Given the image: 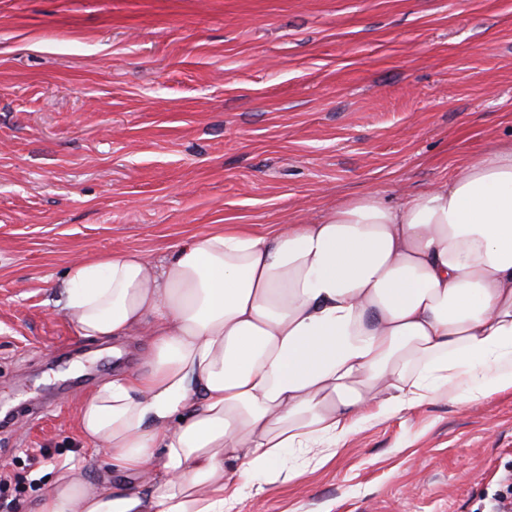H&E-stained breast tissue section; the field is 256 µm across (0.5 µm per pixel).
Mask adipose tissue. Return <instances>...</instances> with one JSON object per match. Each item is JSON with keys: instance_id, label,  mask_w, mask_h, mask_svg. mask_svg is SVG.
<instances>
[{"instance_id": "obj_1", "label": "adipose tissue", "mask_w": 512, "mask_h": 512, "mask_svg": "<svg viewBox=\"0 0 512 512\" xmlns=\"http://www.w3.org/2000/svg\"><path fill=\"white\" fill-rule=\"evenodd\" d=\"M61 295L79 335L150 342L141 370L82 397L80 433L152 490L72 471L30 512H224L288 449L512 390V145L395 203L368 192L264 231L227 224L160 263L82 259Z\"/></svg>"}]
</instances>
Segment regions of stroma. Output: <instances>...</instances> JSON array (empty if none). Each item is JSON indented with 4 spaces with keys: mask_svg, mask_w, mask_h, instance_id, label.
Masks as SVG:
<instances>
[{
    "mask_svg": "<svg viewBox=\"0 0 512 512\" xmlns=\"http://www.w3.org/2000/svg\"><path fill=\"white\" fill-rule=\"evenodd\" d=\"M511 143L512 0H0V512L73 469L149 488L79 433L149 344L79 336L73 261L396 202ZM510 474L512 390L443 398L291 449L224 512H492Z\"/></svg>",
    "mask_w": 512,
    "mask_h": 512,
    "instance_id": "35a3bbf8",
    "label": "stroma"
}]
</instances>
